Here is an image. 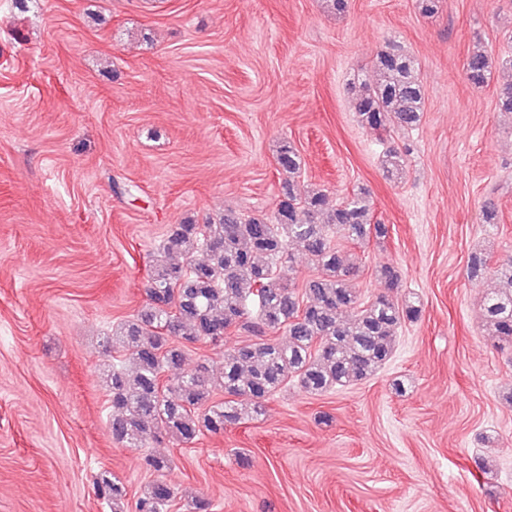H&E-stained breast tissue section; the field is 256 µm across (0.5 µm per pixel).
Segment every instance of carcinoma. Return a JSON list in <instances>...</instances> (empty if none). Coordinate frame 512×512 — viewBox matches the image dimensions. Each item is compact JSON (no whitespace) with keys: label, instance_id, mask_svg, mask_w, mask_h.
Wrapping results in <instances>:
<instances>
[{"label":"carcinoma","instance_id":"cac0c4a2","mask_svg":"<svg viewBox=\"0 0 512 512\" xmlns=\"http://www.w3.org/2000/svg\"><path fill=\"white\" fill-rule=\"evenodd\" d=\"M492 54L480 47L464 65L469 83L481 87L492 66ZM378 80L362 83L353 106L371 129L389 123L411 128L420 121L423 86L416 58L389 44L373 61ZM410 147H391L382 168L392 177L405 167ZM288 173L272 217L242 218L232 212L213 224H177L153 260L146 288L148 302L136 318L112 328L105 349L119 357L105 374L112 397V437L127 448H145L167 436L183 445L205 434H221L229 426L262 415L266 402L290 383L321 395L366 380L393 357L397 333L417 319L419 310L393 292L400 288L394 267L382 265L384 291L367 299L352 287L358 268L340 242L378 241L387 225L373 220L366 193L360 191L333 208L320 190L294 183L301 158L290 146L278 157ZM308 219L300 221L298 210ZM297 243L311 257L317 273L299 285L289 247ZM473 278L495 276L500 287L485 297L483 312L489 334L512 343V256L494 268L474 255ZM236 326L255 340L224 351V370L216 377L208 360L182 369L190 345H224ZM224 400H212L215 386ZM156 474L145 483L134 512H165L179 495L167 479L168 457L148 456ZM97 497L117 509L126 496L120 478L103 474L95 482Z\"/></svg>","mask_w":512,"mask_h":512}]
</instances>
